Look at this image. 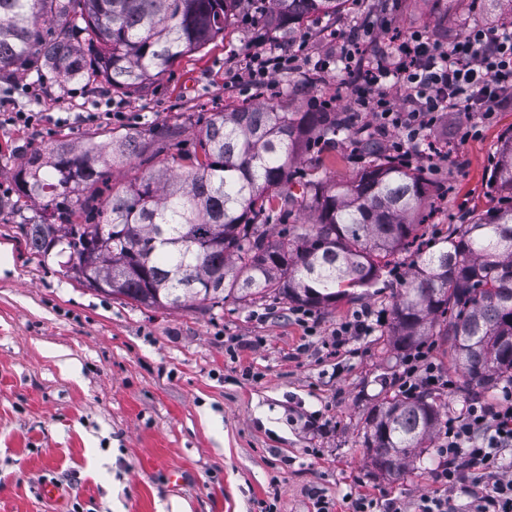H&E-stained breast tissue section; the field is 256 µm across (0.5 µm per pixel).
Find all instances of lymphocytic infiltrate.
Masks as SVG:
<instances>
[{"mask_svg":"<svg viewBox=\"0 0 512 512\" xmlns=\"http://www.w3.org/2000/svg\"><path fill=\"white\" fill-rule=\"evenodd\" d=\"M256 41L247 84H262L277 72H291L297 52L276 54ZM364 92L357 104L373 113L381 129H395L388 144L393 153L413 158L426 153L439 113L476 112L482 122L493 120L504 94L512 89V24L475 26L448 47L433 46L414 30L400 37L390 55L374 59L363 72ZM401 83L410 91L408 107L400 109L387 89ZM446 380L428 351L420 349L403 361L399 376L402 395ZM512 451V384H503L496 402L471 397L463 416L449 419L439 453V484L453 488L461 466L480 470V512H512V477L505 474L503 454Z\"/></svg>","mask_w":512,"mask_h":512,"instance_id":"obj_1","label":"lymphocytic infiltrate"}]
</instances>
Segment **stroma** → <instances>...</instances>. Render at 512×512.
<instances>
[{
	"mask_svg": "<svg viewBox=\"0 0 512 512\" xmlns=\"http://www.w3.org/2000/svg\"><path fill=\"white\" fill-rule=\"evenodd\" d=\"M245 0L222 39L179 59L141 94L126 97L82 81L59 86L46 71L0 79V512H315L317 497L366 492L417 512L435 494L437 450L401 477L381 475L362 446L368 410L398 395L403 352L386 330L331 345L338 321L364 308L390 311L391 278L368 295L315 311L305 336L292 307L151 309L89 290L59 271L56 258L31 254L18 226L39 200L18 202L13 174L26 153L57 141L105 142L134 129L182 124L179 150L197 125L251 98L236 78L261 25ZM512 20V0H349L336 16L312 17L295 40L307 49L296 72L269 79L262 93L290 111L355 110L347 73L320 70L337 34L369 27L368 49L392 32L423 30L438 45L468 28ZM32 113L34 124L9 121ZM472 112L443 114L452 133L446 159L409 165L439 187L426 237L447 234L470 213L503 206L491 183L503 135L512 132V99L479 135L463 139ZM323 172L342 182L368 163L349 139L321 147ZM180 471V482L167 473ZM54 481L57 502L38 486Z\"/></svg>",
	"mask_w": 512,
	"mask_h": 512,
	"instance_id": "35a3bbf8",
	"label": "stroma"
}]
</instances>
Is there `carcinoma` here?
Returning <instances> with one entry per match:
<instances>
[{
	"label": "carcinoma",
	"mask_w": 512,
	"mask_h": 512,
	"mask_svg": "<svg viewBox=\"0 0 512 512\" xmlns=\"http://www.w3.org/2000/svg\"><path fill=\"white\" fill-rule=\"evenodd\" d=\"M241 2L0 0V74L47 69L137 95L224 36ZM345 2L271 0L259 21L286 41L304 20L332 16ZM179 134L177 125L136 129L103 146L62 141L46 155L26 154L14 175L18 198L43 202L39 216L19 225L32 254L44 259L58 246L61 266L83 263L87 278L149 308L231 299L326 309L372 287L409 253L414 272L392 290L394 348L440 336L466 394L512 383V205L426 239L432 184L422 174L382 152L349 112L270 103L212 113L193 151L99 199L115 160L150 162ZM341 135L372 158L365 168L338 184L296 175L304 154ZM499 154L493 180L512 195V135ZM78 191L92 195L70 204ZM299 211L309 223L288 225ZM440 424L439 395L394 396L368 413L363 444L379 473L399 477L423 460Z\"/></svg>",
	"instance_id": "obj_1"
}]
</instances>
